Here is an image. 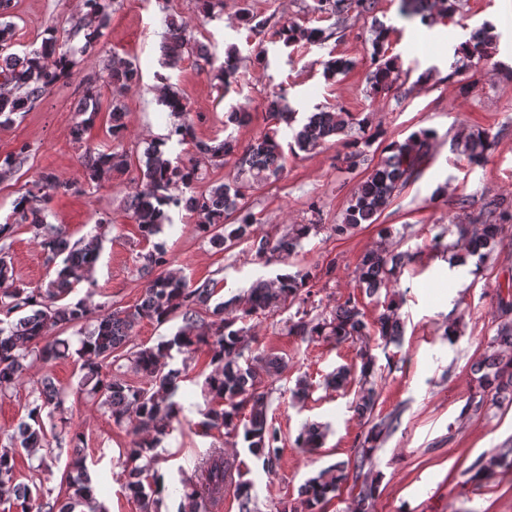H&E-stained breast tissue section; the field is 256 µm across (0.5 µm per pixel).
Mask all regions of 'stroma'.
<instances>
[{"mask_svg": "<svg viewBox=\"0 0 512 512\" xmlns=\"http://www.w3.org/2000/svg\"><path fill=\"white\" fill-rule=\"evenodd\" d=\"M313 5L314 0H222L207 15L200 0H113L96 54L55 83L30 111L13 114L10 122L0 124V157L19 145L29 147L19 170L0 175V224L11 217L16 200L40 171L51 169L64 180L83 181L85 147L74 143L71 129L82 119L79 101L88 85H96L102 104H109L112 90L104 64L115 52L132 60L141 75L139 85L124 96L127 132L122 146L134 160L151 141L165 137L172 124L167 108L154 94L160 81L184 96L195 137L203 141L231 135L245 145L261 137L270 127L267 99L281 89L301 121L315 108L340 107L370 115L373 124L400 141L422 128L436 130L438 138L419 175L394 196L378 224L361 225L340 237L321 232L304 241L299 259L311 268L334 263L333 278L320 279L314 287L316 305L328 312L341 296L353 291L361 256L379 242V225L392 226L399 238L397 251L413 256L397 274L404 298L401 345L389 347L387 357L378 360L375 413L384 416L397 410L401 417L398 428L375 453L373 472L379 477L380 495L373 512H512V470L480 486L463 476L480 455L512 441V405L480 417L461 414L474 389L473 366L495 333L496 286L505 274H512V228L504 231L494 261L475 274L465 267H450L447 254L431 248L433 225L447 227L445 241L451 244L457 239V224L478 225L486 219L485 199L496 196L512 205V78L505 75L512 68V0H460L453 17L429 26L403 16L401 0H378L374 15L350 19L342 27L335 17L315 12ZM245 12L272 24L285 18L321 28L327 38L319 44L288 47L271 34L256 35L240 25L238 17ZM170 16L185 22L189 34L217 58L235 48L237 82L224 86L214 73L201 70L192 56L168 65L162 42ZM10 20L11 51L20 57L39 48L50 27L68 46H81L88 22L83 0H12ZM377 20L389 27L385 51L398 58L403 71L384 96L372 95L368 83L371 29ZM486 23L497 34L491 56L476 64L463 60L456 47ZM261 51L268 61L264 68L255 64ZM337 58L355 60L356 66L347 74L325 78L326 63ZM464 84L471 87L465 95L459 92ZM238 107L249 112L248 121L227 123V112ZM472 129L497 136L482 167L471 165L458 147L461 132ZM382 149L379 143L367 147L365 164L353 171L341 167L333 147L314 154L286 153L280 179L248 198L261 231L275 224L308 223L313 201L321 207L323 223H341L348 199L381 160ZM139 184L140 169L134 163L128 171L91 183L86 193H58L46 203L47 222L65 227L72 239L97 230L103 235L93 283L79 285L72 300L86 297L92 305L108 309L129 308L140 300L143 281L136 257L144 244L127 209V200ZM442 184L446 196H435ZM103 214L109 223L100 228L96 221ZM170 217V225L156 237L168 252L170 270L194 282L225 281L217 301L244 294L254 282L274 279L282 271V259L268 264L255 260L243 244L217 252L195 233L186 210H172ZM0 251L7 254L17 284L36 288L55 276V264L26 226L0 240ZM458 317L464 335L451 344L443 332ZM247 326L255 354L274 353L288 363L273 385L269 411L270 421L281 430L282 452L270 474L250 459L245 444L227 447L226 452L247 460L258 512H286L310 476L347 459L356 444L362 426L351 408L353 390H328L322 382L336 367L355 365L357 349L288 335L280 315L258 314ZM208 361L205 352L196 353L197 372L181 385L187 421L175 426L157 449L159 470L174 483L182 477L197 481V459L220 439L219 434L204 436L195 428L206 407L198 372ZM47 375L70 391L67 405L85 434L87 466L97 481L99 498L109 512H138L117 465L120 451L133 438L131 430L116 426L98 401L80 391L74 359L51 367L33 362L21 384L0 396V438L14 432ZM302 375L311 382V392L305 401L296 402L291 391ZM309 421L323 423L328 430L322 447L306 453L295 447L294 438ZM67 461L66 450H59L55 464L46 470L37 458L23 452L17 457V476L52 499L60 490Z\"/></svg>", "mask_w": 512, "mask_h": 512, "instance_id": "35a3bbf8", "label": "stroma"}]
</instances>
